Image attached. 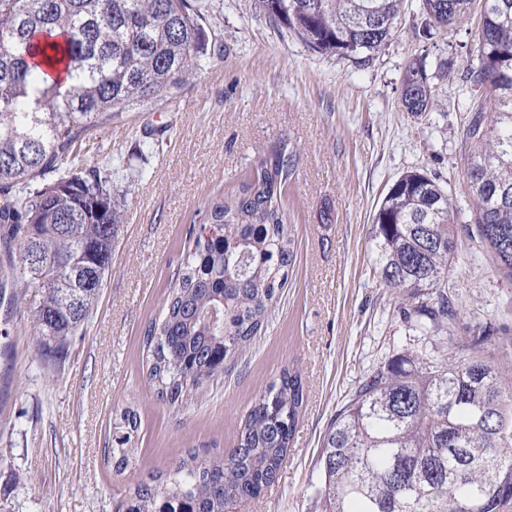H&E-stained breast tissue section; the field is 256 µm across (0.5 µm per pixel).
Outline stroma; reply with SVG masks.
<instances>
[{"label": "stroma", "mask_w": 512, "mask_h": 512, "mask_svg": "<svg viewBox=\"0 0 512 512\" xmlns=\"http://www.w3.org/2000/svg\"><path fill=\"white\" fill-rule=\"evenodd\" d=\"M224 58L190 86L133 103L93 135L89 160L112 164L123 224L95 307L59 360L41 356L26 301L0 306V512H119L130 481L188 453L235 445L252 403L282 369L298 372L304 403L278 481L239 512H321L315 487L323 436L350 388L404 327L398 299L374 273L371 225L389 187L421 169L467 199L460 86L479 18L424 33L419 0H405L394 36L365 59L326 56L274 25L254 0H202ZM449 59L456 83L432 79L437 109L401 105L407 61ZM293 153L283 206L295 260L267 327L231 373L188 404L157 400L144 333L161 319L178 263L210 198L231 193L257 163ZM448 285L461 324L512 328V281L466 224ZM140 418L129 477L106 450L116 411Z\"/></svg>", "instance_id": "35a3bbf8"}]
</instances>
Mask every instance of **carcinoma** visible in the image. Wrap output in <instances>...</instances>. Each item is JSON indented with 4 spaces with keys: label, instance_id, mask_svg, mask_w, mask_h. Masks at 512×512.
Here are the masks:
<instances>
[{
    "label": "carcinoma",
    "instance_id": "1",
    "mask_svg": "<svg viewBox=\"0 0 512 512\" xmlns=\"http://www.w3.org/2000/svg\"><path fill=\"white\" fill-rule=\"evenodd\" d=\"M403 0H256L309 49L354 58L393 36ZM429 28L450 29L472 0H420ZM0 294L29 299L40 351L83 329L112 268L122 224L112 166L90 165L86 135L135 101L165 98L224 56L197 0H0ZM460 106L472 161L467 223L512 281V0H482ZM65 65L70 83L46 82ZM402 106L435 99L425 62L405 66ZM290 156L263 159L235 192L211 198L160 322L146 331V380L179 407L232 371L268 325L295 252L282 196ZM462 209L419 169L400 176L374 218V270L400 298L408 347L372 366L327 428L316 488L322 512H512V365L489 358L497 328L453 335L448 268ZM42 259L29 263V253ZM303 404L280 372L255 399L236 445L191 454L133 485L124 512H234L278 480ZM137 413L121 412L108 453L132 466Z\"/></svg>",
    "mask_w": 512,
    "mask_h": 512
}]
</instances>
